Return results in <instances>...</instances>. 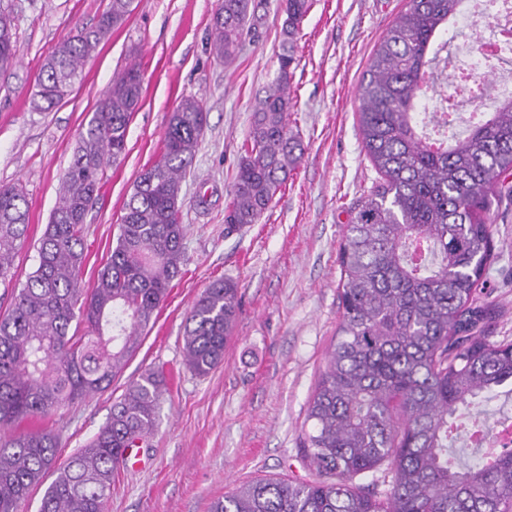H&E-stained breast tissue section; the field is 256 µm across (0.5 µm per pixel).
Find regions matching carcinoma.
I'll list each match as a JSON object with an SVG mask.
<instances>
[{
  "label": "carcinoma",
  "instance_id": "obj_1",
  "mask_svg": "<svg viewBox=\"0 0 512 512\" xmlns=\"http://www.w3.org/2000/svg\"><path fill=\"white\" fill-rule=\"evenodd\" d=\"M461 3L407 0L360 85L362 147L379 180L357 201L338 254L341 322L300 441L318 478L256 480L213 501L209 512H512V448L492 446L480 409L512 383V342L486 335L494 307L480 288L493 259L489 212L512 205V100L475 120L448 111L444 97L431 112L419 105L448 66L440 37ZM131 4L111 0L94 29L55 46L34 93L37 107L63 100ZM255 9V0H220L211 24L217 58L233 59ZM309 9L310 0H283L279 75L252 115L224 217L231 228L256 223L300 162L287 84ZM13 29L0 10L1 73L13 65ZM140 95V71L131 64L82 128L35 270L0 317L1 428L108 389L181 273V184L207 125L192 97L171 112L162 155L139 176L95 287L79 288L85 219L105 167L125 152ZM27 230L23 186L0 185L6 288ZM239 309L238 288L224 279L195 301L183 353L196 375L224 362ZM165 389L157 372L133 382L110 420L59 466L49 431L1 439L0 512H19L54 466L39 512H105L124 451L149 442Z\"/></svg>",
  "mask_w": 512,
  "mask_h": 512
}]
</instances>
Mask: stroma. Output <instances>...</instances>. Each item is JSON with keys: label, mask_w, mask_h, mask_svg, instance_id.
<instances>
[{"label": "stroma", "mask_w": 512, "mask_h": 512, "mask_svg": "<svg viewBox=\"0 0 512 512\" xmlns=\"http://www.w3.org/2000/svg\"><path fill=\"white\" fill-rule=\"evenodd\" d=\"M257 8L235 57L210 52L217 0H133L125 22L84 61L72 92L48 110L32 103L52 48L93 27L111 0H0L16 28L15 63L0 75V184L27 194L28 237L15 284L37 262L82 125L129 64L142 75L141 106L126 152L104 172L85 220L79 282L91 290L116 245L124 205L158 157L169 116L186 96L207 114L201 145L182 182V274L111 387L51 415L21 423L52 431L66 460L98 433L129 384L162 371L167 391L145 468L121 467L106 512H209L236 486L261 478L295 483L317 474L300 448L308 401L341 320L338 253L351 210L377 173L358 127V90L374 47L406 0H313L300 24L290 69L288 126L299 166L259 221L229 231L237 163L256 98L278 76L282 0ZM494 258L484 292L495 306L488 330L512 341V207L492 209ZM236 283L241 309L223 364L205 377L184 364L182 336L195 300L214 280Z\"/></svg>", "instance_id": "obj_1"}]
</instances>
